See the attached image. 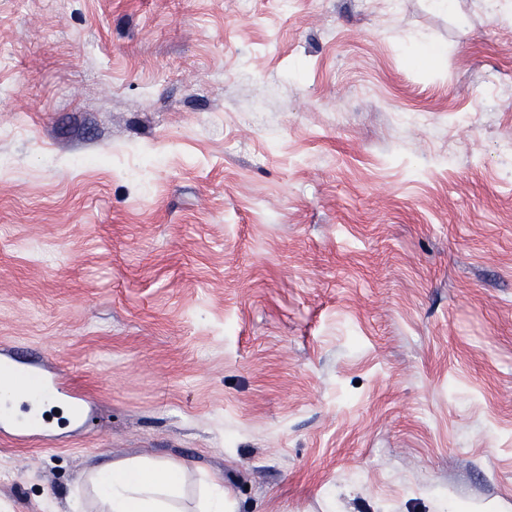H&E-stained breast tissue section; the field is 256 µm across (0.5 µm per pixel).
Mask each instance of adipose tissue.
Listing matches in <instances>:
<instances>
[{"instance_id":"1","label":"adipose tissue","mask_w":512,"mask_h":512,"mask_svg":"<svg viewBox=\"0 0 512 512\" xmlns=\"http://www.w3.org/2000/svg\"><path fill=\"white\" fill-rule=\"evenodd\" d=\"M185 467L150 456L107 461L83 480L81 496L73 497V512H84L82 497H90L99 512H186L182 506Z\"/></svg>"}]
</instances>
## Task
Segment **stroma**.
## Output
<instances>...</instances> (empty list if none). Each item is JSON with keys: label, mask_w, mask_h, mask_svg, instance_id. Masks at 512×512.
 I'll list each match as a JSON object with an SVG mask.
<instances>
[{"label": "stroma", "mask_w": 512, "mask_h": 512, "mask_svg": "<svg viewBox=\"0 0 512 512\" xmlns=\"http://www.w3.org/2000/svg\"><path fill=\"white\" fill-rule=\"evenodd\" d=\"M0 50V349L87 398L0 512L141 454L512 512V0H0Z\"/></svg>", "instance_id": "1"}]
</instances>
